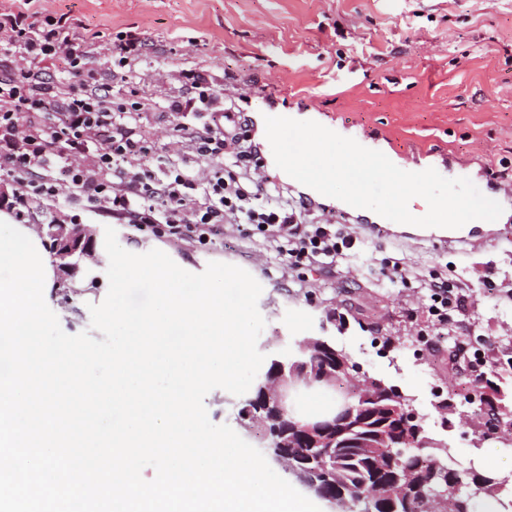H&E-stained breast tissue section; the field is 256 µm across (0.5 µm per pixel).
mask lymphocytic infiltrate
I'll return each instance as SVG.
<instances>
[{"instance_id": "lymphocytic-infiltrate-1", "label": "lymphocytic infiltrate", "mask_w": 512, "mask_h": 512, "mask_svg": "<svg viewBox=\"0 0 512 512\" xmlns=\"http://www.w3.org/2000/svg\"><path fill=\"white\" fill-rule=\"evenodd\" d=\"M0 17V173L11 179L0 207L15 223L41 199L73 198L150 227L173 241L204 244L225 225L261 236L283 270L303 263L335 266L353 234H339L333 217L304 223L312 203L263 169L261 144L245 112L228 105L204 66L177 72L176 94L157 99L148 86L124 101L94 66L97 33H79L69 18L54 17L22 0ZM145 33L121 31L107 50L113 76H121L154 50ZM68 81L51 86L52 71ZM157 112L172 131L157 169V149L140 128ZM53 116V125L40 117Z\"/></svg>"}]
</instances>
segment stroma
<instances>
[{
    "label": "stroma",
    "instance_id": "1",
    "mask_svg": "<svg viewBox=\"0 0 512 512\" xmlns=\"http://www.w3.org/2000/svg\"><path fill=\"white\" fill-rule=\"evenodd\" d=\"M40 6L97 32L103 44L128 30L159 40L155 57L118 82L120 97L130 98L147 77L170 86L173 69L202 62L226 95H234L236 78L251 80L235 106L251 114L255 127L265 113L285 112L356 140L375 131L403 170L437 169L449 158L470 169L478 189L494 180L512 184V0H41ZM49 212L78 216L100 232L112 227L126 250H161L191 273L212 261L247 269L263 288L258 309L266 325L257 348L267 359H283L306 338L329 341L362 373L411 398L429 435L447 446L452 467L468 476L493 459L497 475L512 482V434L483 437L482 412L465 402L481 379L460 368L453 348L461 342L471 354L512 355V222L499 224L495 246L474 253L362 236L336 266L286 273L261 236L231 225L198 245L62 198L41 201L30 223L42 224ZM397 264L406 269L398 279ZM438 276L468 302L442 325L427 313L426 286ZM107 292L103 276L74 295L71 317L60 321L64 332L88 330V307ZM243 402L223 389L205 398L213 423L267 450L266 435L238 418Z\"/></svg>",
    "mask_w": 512,
    "mask_h": 512
}]
</instances>
